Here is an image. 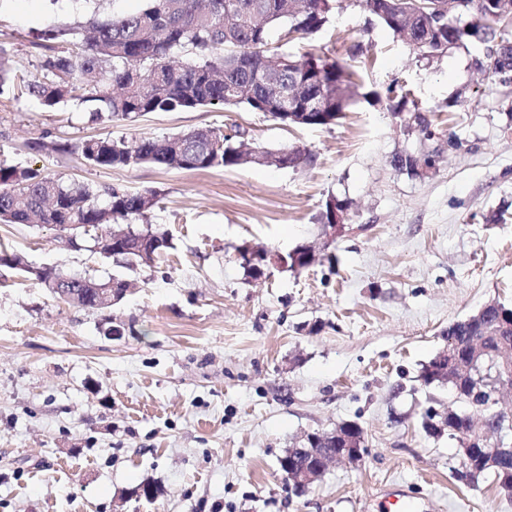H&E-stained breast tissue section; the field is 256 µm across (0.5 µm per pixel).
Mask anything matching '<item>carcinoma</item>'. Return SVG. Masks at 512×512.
I'll return each mask as SVG.
<instances>
[{"instance_id": "obj_1", "label": "carcinoma", "mask_w": 512, "mask_h": 512, "mask_svg": "<svg viewBox=\"0 0 512 512\" xmlns=\"http://www.w3.org/2000/svg\"><path fill=\"white\" fill-rule=\"evenodd\" d=\"M292 0H145V6L132 14L116 16L94 26V35L82 38L79 51L60 50L56 44L70 42L76 32L71 29H49L38 35L42 49L37 65L38 75L27 76L9 66L6 48L0 46V96L29 97L42 106L54 109L74 97L84 79L95 76V84L81 102H93L89 112L92 122L126 121L134 123L154 112H174L209 108L223 112L243 108L263 112L274 120L293 127H328L345 114L352 97L353 73L336 62H327L312 52L300 55L270 46V33L288 26L295 37L307 38L319 32L329 20L330 7L320 9L318 0H309L310 8L297 18L285 16ZM382 25L399 33L410 28L413 40L443 53L452 43L459 46L468 38L487 45L500 35L512 36V10L502 12L489 8L488 0H447L451 15L468 18L464 24L438 25L430 13H417L413 0H356ZM275 60L282 75L281 87L288 89V76L305 83V93L323 95L327 108L314 112L302 121L279 116L273 92L257 78L266 61ZM242 132L221 129L193 130L162 137H91L75 144L67 141L40 139L30 149L78 153L91 167L102 169L133 168L151 165L168 170H206L237 168L233 150L213 152L208 139H228L239 146ZM159 202L154 190L131 192L117 187H100L92 183L62 176L51 177L31 166L9 164L0 160V224H88L89 230L79 239L94 251L96 237L119 232L133 225V219L144 216ZM158 242L153 250L155 261L172 247L166 230L150 227ZM288 269L309 266L305 248L299 246L286 254ZM0 263L28 278H37L36 267L17 251L0 248ZM67 287L77 292L72 306L93 309L94 295L85 288L88 282L123 287L126 277L112 274L95 277L72 274ZM447 335L456 339L453 357L465 363L470 359L471 343L478 341L487 355L476 362L461 383L444 381L437 369L440 354L422 364L419 381L425 387H460L471 401L468 411L448 407V413L433 424L422 423L430 437L448 435L457 447H469L473 421H481L495 431L499 418L495 414L497 393L484 384V375L502 368L503 359L493 352L512 351V306L499 302L487 304L481 322L464 320L448 325ZM321 447L303 439L287 450L285 457L301 463L320 464V458L306 448ZM323 448V447H321ZM471 448V447H469ZM326 453L334 448L325 447ZM474 468L457 481L476 484L492 478L499 491L512 497V454L502 453L493 459L486 449L471 448Z\"/></svg>"}]
</instances>
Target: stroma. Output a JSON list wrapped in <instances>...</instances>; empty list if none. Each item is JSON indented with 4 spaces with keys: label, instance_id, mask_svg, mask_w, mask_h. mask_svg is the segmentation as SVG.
<instances>
[{
    "label": "stroma",
    "instance_id": "35a3bbf8",
    "mask_svg": "<svg viewBox=\"0 0 512 512\" xmlns=\"http://www.w3.org/2000/svg\"><path fill=\"white\" fill-rule=\"evenodd\" d=\"M142 5L0 0V44L32 76L34 33ZM273 43L353 72L358 95L339 123L292 128L260 112L196 109L94 124L84 104L0 98V159L158 191L148 221L172 237L107 313L54 301L0 267V512H382L393 484L411 488L413 512H512L492 480L453 478L455 442L421 427L452 397L418 380L450 323L492 301L512 305V84L477 69L483 44L422 60L351 0L312 37ZM394 86L427 113L433 137L394 114ZM234 124L249 144L296 145L312 161L101 169L30 148L46 134L75 142ZM427 153L436 168L424 175L393 164ZM330 197L349 202L351 223L325 247L317 229ZM247 243L284 254L316 244L320 260L253 279L237 258ZM0 244L37 266L121 271L60 248L45 227L0 224ZM109 325L120 338L105 335ZM347 421L362 427L367 456L290 493L280 457L301 436ZM145 482L158 489L154 501L136 494Z\"/></svg>",
    "mask_w": 512,
    "mask_h": 512
}]
</instances>
